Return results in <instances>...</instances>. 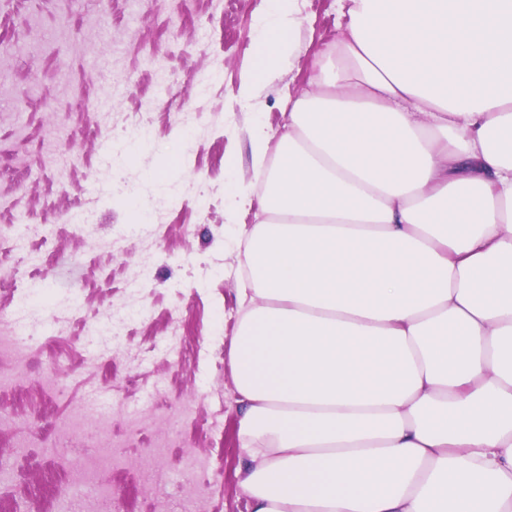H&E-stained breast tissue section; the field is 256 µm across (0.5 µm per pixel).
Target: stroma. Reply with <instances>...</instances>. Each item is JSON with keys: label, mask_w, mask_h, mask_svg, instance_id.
Returning a JSON list of instances; mask_svg holds the SVG:
<instances>
[{"label": "stroma", "mask_w": 512, "mask_h": 512, "mask_svg": "<svg viewBox=\"0 0 512 512\" xmlns=\"http://www.w3.org/2000/svg\"><path fill=\"white\" fill-rule=\"evenodd\" d=\"M312 28L296 34L299 64H284L256 94L241 102L238 86L255 57L254 28L261 0H196L190 12L175 0H0V142L13 156L0 161V189L20 199L0 207V226L28 223L31 261L12 256L0 266L19 279L46 285L43 311L76 296L108 314L143 308L125 323L103 365L84 363L86 329L80 318L60 327L53 352L35 355L36 370L19 390L0 397L13 427L0 434V456L15 461V500L0 512H36V498L71 506L82 488V461L93 454L87 437L59 435L71 450L66 470L53 453L34 448L16 458L14 442L49 427L64 400H46L39 383L54 360L66 365L68 394L100 387L110 407L112 438L138 458L147 440L166 437L162 463L135 476L103 470L100 482L126 500L127 512H183L181 490L205 479L212 512H247L236 472L246 459L238 439L239 411L230 365L238 324L237 269L231 238L237 224L255 221V208L230 212L236 187L254 179L249 130L262 122L284 130L282 101L306 90V65L336 37V0H299ZM98 37L82 38L85 18ZM218 82L197 84L212 71ZM155 100L149 136L138 128L146 100ZM71 103L66 131L54 114ZM111 124L104 142L90 128ZM119 167H102L105 152ZM133 187L105 195L91 237L75 233L71 211L86 200L83 188L111 185L113 172ZM166 191H158V181ZM206 456L205 476L184 470V447Z\"/></svg>", "instance_id": "stroma-1"}]
</instances>
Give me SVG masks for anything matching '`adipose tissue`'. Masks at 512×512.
<instances>
[{
  "label": "adipose tissue",
  "mask_w": 512,
  "mask_h": 512,
  "mask_svg": "<svg viewBox=\"0 0 512 512\" xmlns=\"http://www.w3.org/2000/svg\"><path fill=\"white\" fill-rule=\"evenodd\" d=\"M239 88L296 58L263 0ZM238 232L249 512H512V0H346Z\"/></svg>",
  "instance_id": "adipose-tissue-1"
}]
</instances>
